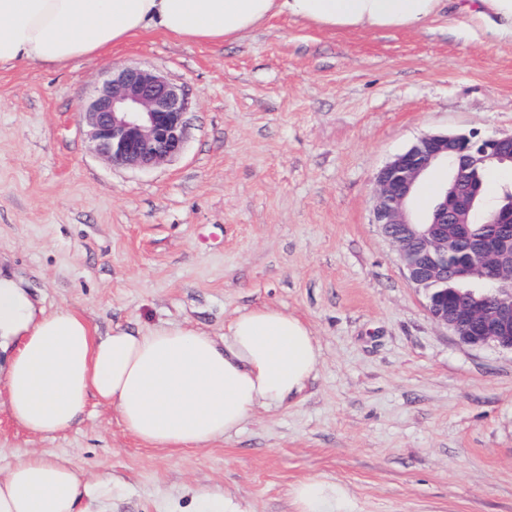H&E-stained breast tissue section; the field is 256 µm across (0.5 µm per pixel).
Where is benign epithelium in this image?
<instances>
[{"instance_id":"benign-epithelium-1","label":"benign epithelium","mask_w":512,"mask_h":512,"mask_svg":"<svg viewBox=\"0 0 512 512\" xmlns=\"http://www.w3.org/2000/svg\"><path fill=\"white\" fill-rule=\"evenodd\" d=\"M184 88L139 66L112 72L79 108L78 122L105 162L149 170L184 149ZM512 163V134H427L387 162L375 176L373 221L395 247L408 282L423 292L428 314L471 347L512 352V234L475 237L477 169ZM452 167L449 188L421 221L408 208L420 181L435 167ZM462 255L453 274L448 256ZM463 283L448 295V278Z\"/></svg>"}]
</instances>
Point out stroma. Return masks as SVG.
<instances>
[{
	"instance_id": "1",
	"label": "stroma",
	"mask_w": 512,
	"mask_h": 512,
	"mask_svg": "<svg viewBox=\"0 0 512 512\" xmlns=\"http://www.w3.org/2000/svg\"><path fill=\"white\" fill-rule=\"evenodd\" d=\"M120 65L185 86L183 152L107 164L77 120ZM512 134V40L466 18L320 29L285 16L220 45L136 35L65 67L0 69V268L100 332L240 310L298 315L320 347L305 389L229 438L173 453L112 408L34 435L0 402V468L37 450L97 484L88 512H296L291 491L346 484L356 512H512V353L428 314L373 222L377 171L431 133Z\"/></svg>"
}]
</instances>
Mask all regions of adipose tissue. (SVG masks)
Here are the masks:
<instances>
[{
	"label": "adipose tissue",
	"instance_id": "obj_1",
	"mask_svg": "<svg viewBox=\"0 0 512 512\" xmlns=\"http://www.w3.org/2000/svg\"><path fill=\"white\" fill-rule=\"evenodd\" d=\"M480 26L512 38V0H458ZM442 0H0V66L63 67L142 32L219 44L278 15L324 29H417ZM0 388L34 435L80 423L89 400L112 407L146 446L182 452L284 408L320 357L310 327L287 311L238 313L223 341L190 323L103 333L67 308L47 310L27 282L0 272ZM90 485L63 457L29 452L0 472V512H78ZM298 512H355L349 489L316 478L292 489Z\"/></svg>",
	"mask_w": 512,
	"mask_h": 512
}]
</instances>
